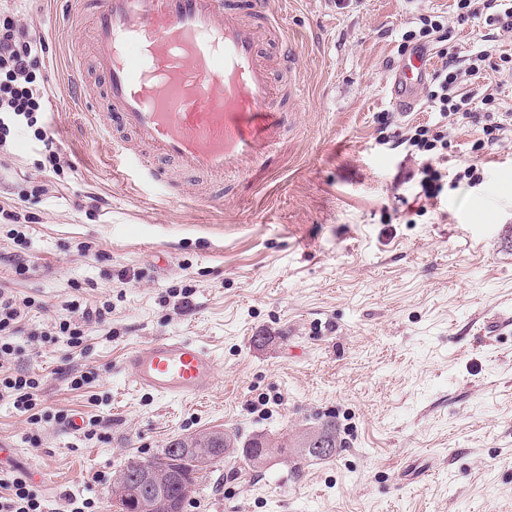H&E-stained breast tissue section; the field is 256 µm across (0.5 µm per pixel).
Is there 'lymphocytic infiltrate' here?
Masks as SVG:
<instances>
[{"instance_id": "lymphocytic-infiltrate-1", "label": "lymphocytic infiltrate", "mask_w": 512, "mask_h": 512, "mask_svg": "<svg viewBox=\"0 0 512 512\" xmlns=\"http://www.w3.org/2000/svg\"><path fill=\"white\" fill-rule=\"evenodd\" d=\"M455 2L459 20H467L482 11L488 25L505 33L512 32V0ZM44 49L43 42L30 37L14 22H0V157L10 158L17 137L29 133L43 146L46 168L56 172L61 167L63 152L42 122L46 90L39 85L35 74L39 54ZM441 59L440 68L431 75L428 95L441 116L440 122L397 130L391 135L395 146L422 155V189L430 199L437 198L443 189L442 175L434 167V160L441 150L447 149L453 125L473 116V97L459 88L463 78L477 75L484 65L501 77H512V55L498 51L493 43L476 51L454 45L442 53ZM32 306V299L0 289V399L11 400L16 411L36 424L43 419L38 399L42 377L21 367L26 347L19 341ZM111 314L112 306L106 302L66 301L52 330L41 332L40 338L52 341L61 335L71 350H78L87 328L93 324L108 325ZM46 509L44 498L33 489L26 474L17 469H0V512H46Z\"/></svg>"}]
</instances>
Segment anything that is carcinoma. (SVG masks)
<instances>
[{
  "label": "carcinoma",
  "mask_w": 512,
  "mask_h": 512,
  "mask_svg": "<svg viewBox=\"0 0 512 512\" xmlns=\"http://www.w3.org/2000/svg\"><path fill=\"white\" fill-rule=\"evenodd\" d=\"M233 445L234 441L228 435L222 437L221 446L218 447L211 439V434L201 433L196 448L187 457L175 458L167 448L151 459L130 456L124 462L120 476L131 475L142 466H149L160 472L168 480V484L165 485V497L159 499L152 512H167L166 503H185L192 486L199 479V474L213 461L224 458L228 448Z\"/></svg>",
  "instance_id": "obj_1"
}]
</instances>
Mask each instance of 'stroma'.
Listing matches in <instances>:
<instances>
[{
	"label": "stroma",
	"mask_w": 512,
	"mask_h": 512,
	"mask_svg": "<svg viewBox=\"0 0 512 512\" xmlns=\"http://www.w3.org/2000/svg\"><path fill=\"white\" fill-rule=\"evenodd\" d=\"M305 89L289 108L274 169L215 180L167 165L165 185H126L110 146L95 141L105 110L85 18L71 0H16L15 22L46 50L36 71L43 120L74 165L50 195L36 187L41 146L20 136L0 172V255L28 259L0 287L34 300L28 329L50 328L64 301H111L112 330H88L84 354L64 339L22 362L43 375L41 407L102 419L105 441L66 424L32 426L0 401V440L53 512L68 498L114 512L112 481L132 455L221 431L283 448L264 468L231 453L205 470L185 512H512V132L481 153L476 186L454 176L482 139L457 125L440 165L444 189L425 199L422 159L385 142L395 126L436 121L421 86L414 108L388 95L402 35L441 17L452 43L479 49L483 17L461 21L454 0H287ZM84 63L91 101L67 84ZM188 336L217 355L200 399L134 389L133 348ZM89 371L71 389L65 370ZM336 425V454L304 458L303 436Z\"/></svg>",
	"instance_id": "obj_1"
}]
</instances>
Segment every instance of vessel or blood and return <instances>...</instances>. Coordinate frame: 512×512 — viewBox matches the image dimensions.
Listing matches in <instances>:
<instances>
[{"instance_id":"obj_1","label":"vessel or blood","mask_w":512,"mask_h":512,"mask_svg":"<svg viewBox=\"0 0 512 512\" xmlns=\"http://www.w3.org/2000/svg\"><path fill=\"white\" fill-rule=\"evenodd\" d=\"M86 3L108 102L96 133L111 140L115 174L163 179L113 139L116 129L133 131L182 170L219 179L248 172L281 146L288 123L261 44L276 43L293 97L303 80L296 41L272 0ZM431 67L428 53L413 49L392 72L389 94L400 110L414 107V90ZM123 368L138 390L187 400L212 387L217 359L195 340L164 336L127 353Z\"/></svg>"}]
</instances>
